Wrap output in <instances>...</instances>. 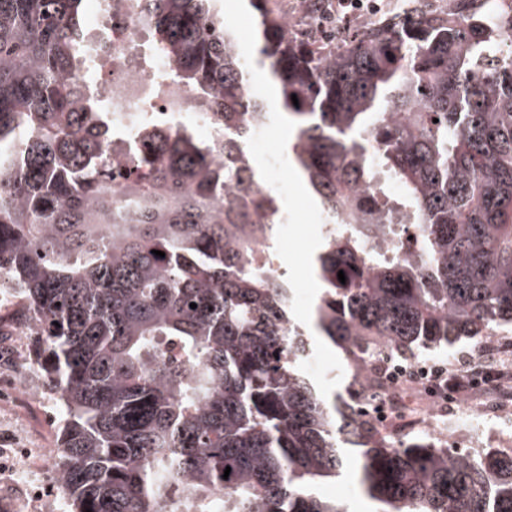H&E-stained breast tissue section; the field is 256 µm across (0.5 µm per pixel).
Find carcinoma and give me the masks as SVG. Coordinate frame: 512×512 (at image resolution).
<instances>
[{
  "instance_id": "1",
  "label": "carcinoma",
  "mask_w": 512,
  "mask_h": 512,
  "mask_svg": "<svg viewBox=\"0 0 512 512\" xmlns=\"http://www.w3.org/2000/svg\"><path fill=\"white\" fill-rule=\"evenodd\" d=\"M247 5L260 40L245 51L217 0H145L173 79L224 118L227 160L146 125L117 195L109 112L75 77L83 0H0V276L33 319L66 512H346L318 488L351 456L378 512H512V449L397 444L316 392L289 277L253 247L278 232L260 216L270 200L237 157L269 121L243 92L260 69L294 130L293 165L352 226L316 257L314 327L355 372L373 352L512 325V16L422 17L338 47L288 35L269 0ZM369 140L384 175L371 203L358 191ZM409 221L418 252L376 251L385 225Z\"/></svg>"
}]
</instances>
